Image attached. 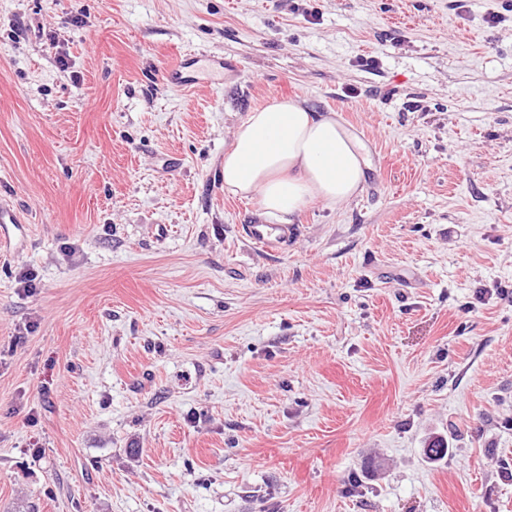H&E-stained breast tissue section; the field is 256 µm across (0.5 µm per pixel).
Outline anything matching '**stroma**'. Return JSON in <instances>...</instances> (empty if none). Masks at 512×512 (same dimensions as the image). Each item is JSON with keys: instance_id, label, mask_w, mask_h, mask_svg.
Masks as SVG:
<instances>
[{"instance_id": "1", "label": "stroma", "mask_w": 512, "mask_h": 512, "mask_svg": "<svg viewBox=\"0 0 512 512\" xmlns=\"http://www.w3.org/2000/svg\"><path fill=\"white\" fill-rule=\"evenodd\" d=\"M296 95L369 168L272 253L220 164ZM2 206L0 512H512V6L0 0Z\"/></svg>"}]
</instances>
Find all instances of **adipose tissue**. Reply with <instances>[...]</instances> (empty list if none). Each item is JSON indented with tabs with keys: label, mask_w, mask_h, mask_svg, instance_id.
<instances>
[{
	"label": "adipose tissue",
	"mask_w": 512,
	"mask_h": 512,
	"mask_svg": "<svg viewBox=\"0 0 512 512\" xmlns=\"http://www.w3.org/2000/svg\"><path fill=\"white\" fill-rule=\"evenodd\" d=\"M366 167L362 146L336 113L312 111L299 97L276 98L235 127L221 176L228 193L257 200L265 215L287 224L311 203L351 201Z\"/></svg>",
	"instance_id": "ef3b65f1"
}]
</instances>
